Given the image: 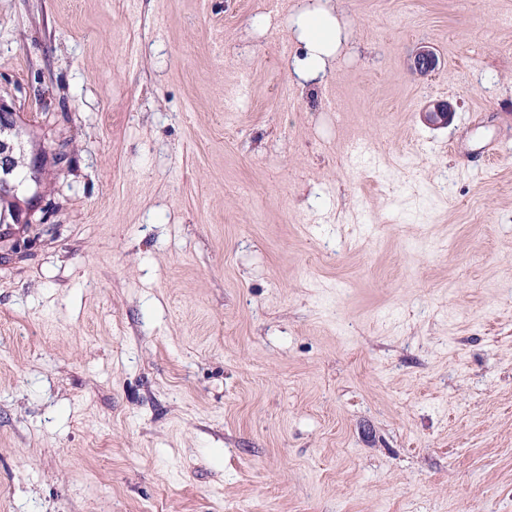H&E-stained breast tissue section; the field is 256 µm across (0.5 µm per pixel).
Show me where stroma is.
<instances>
[{
    "mask_svg": "<svg viewBox=\"0 0 512 512\" xmlns=\"http://www.w3.org/2000/svg\"><path fill=\"white\" fill-rule=\"evenodd\" d=\"M0 107V512H512V0H0Z\"/></svg>",
    "mask_w": 512,
    "mask_h": 512,
    "instance_id": "obj_1",
    "label": "stroma"
}]
</instances>
